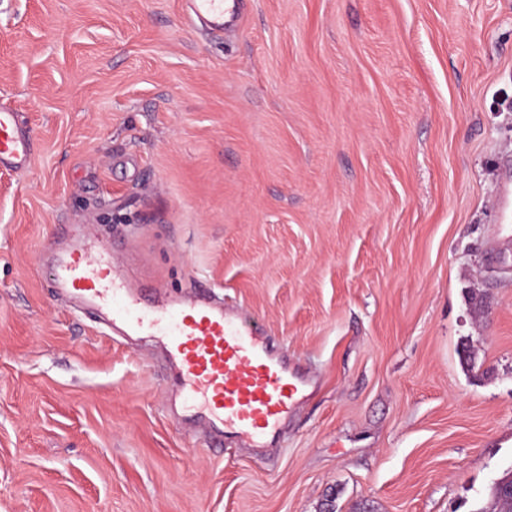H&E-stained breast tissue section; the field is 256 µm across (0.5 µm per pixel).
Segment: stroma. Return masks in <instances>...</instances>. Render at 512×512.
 <instances>
[{
  "instance_id": "obj_1",
  "label": "stroma",
  "mask_w": 512,
  "mask_h": 512,
  "mask_svg": "<svg viewBox=\"0 0 512 512\" xmlns=\"http://www.w3.org/2000/svg\"><path fill=\"white\" fill-rule=\"evenodd\" d=\"M244 2L0 0V512H480L512 466V0ZM74 229L306 368L274 460L53 295ZM184 3L185 11L200 28L217 32L239 18L243 0H184ZM34 153V140L21 121L19 112L0 106V169L16 170L27 166Z\"/></svg>"
}]
</instances>
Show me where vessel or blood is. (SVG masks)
Segmentation results:
<instances>
[{"label": "vessel or blood", "mask_w": 512, "mask_h": 512, "mask_svg": "<svg viewBox=\"0 0 512 512\" xmlns=\"http://www.w3.org/2000/svg\"><path fill=\"white\" fill-rule=\"evenodd\" d=\"M243 0H184L200 28L217 32L235 22ZM34 140L18 112L0 106V169L27 166ZM53 287L92 310L112 333L157 337L174 370L177 396L205 433L262 444L268 455L281 426L311 381L251 323L215 304L207 290L191 299L148 294L118 271L103 242L71 246L54 261Z\"/></svg>", "instance_id": "vessel-or-blood-1"}]
</instances>
